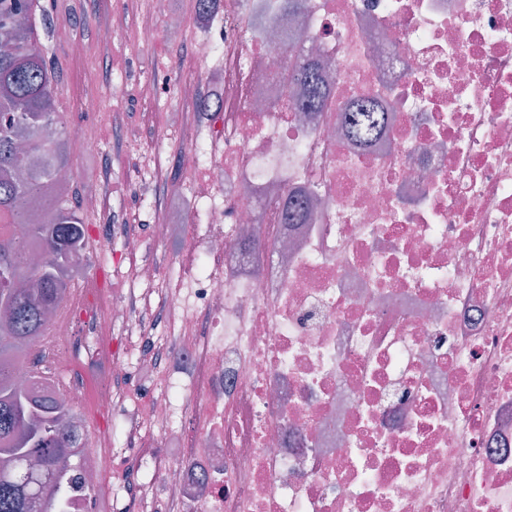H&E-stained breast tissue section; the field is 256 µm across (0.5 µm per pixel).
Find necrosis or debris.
I'll use <instances>...</instances> for the list:
<instances>
[{"label": "necrosis or debris", "instance_id": "necrosis-or-debris-1", "mask_svg": "<svg viewBox=\"0 0 512 512\" xmlns=\"http://www.w3.org/2000/svg\"><path fill=\"white\" fill-rule=\"evenodd\" d=\"M195 44L224 98L180 156L190 224L173 292L182 382L153 412L168 462L137 499L181 512H512V0H222ZM327 95L303 110L290 61ZM363 96L391 117L347 136ZM309 208L288 223V203ZM130 313L100 282L66 295L40 349L84 426L121 366L80 358ZM203 402L189 408L184 393ZM68 512H104L109 449L80 447Z\"/></svg>", "mask_w": 512, "mask_h": 512}]
</instances>
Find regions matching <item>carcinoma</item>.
Segmentation results:
<instances>
[{"mask_svg":"<svg viewBox=\"0 0 512 512\" xmlns=\"http://www.w3.org/2000/svg\"><path fill=\"white\" fill-rule=\"evenodd\" d=\"M219 0H196V23L206 26ZM45 20L41 0H0V512H64L68 471L77 436L70 409L38 394L43 376L15 380L28 347L44 335L47 312L71 288L70 272L92 249L79 204L55 188L68 170L70 140L59 119L55 69L38 44ZM308 88L305 108L322 99V77L306 59L294 60ZM213 93L198 111L218 112ZM387 122L371 98L345 112L347 133L370 146ZM45 482L58 486L53 502L41 498Z\"/></svg>","mask_w":512,"mask_h":512,"instance_id":"1","label":"carcinoma"}]
</instances>
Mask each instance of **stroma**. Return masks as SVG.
Listing matches in <instances>:
<instances>
[{
  "mask_svg": "<svg viewBox=\"0 0 512 512\" xmlns=\"http://www.w3.org/2000/svg\"><path fill=\"white\" fill-rule=\"evenodd\" d=\"M44 4L48 26L40 30L39 39L59 74L60 119L70 133L97 142L94 152L71 158L70 175L80 179L89 168L102 173L96 187L101 208L84 212L83 217L89 233L101 229L111 235L112 255L102 259L88 254L86 270L108 273L117 296L132 311L127 324L112 328V347L122 365L112 390V413L83 429L86 443L100 441L111 449L114 463L105 482L113 491L112 512H127L136 490L141 444L159 432L151 407L165 382L160 374H139L137 359L150 353L166 363L181 353L175 318L166 312L169 288L180 278V255L203 230L193 224L187 236L158 240L164 199L155 189L179 181L175 156L206 136L207 115L197 112L195 101L178 97V85L192 80L205 94L210 86L192 42L170 39L165 29L167 16L175 12L183 15L187 29H194V0H44ZM105 27L112 31L107 42L99 38ZM148 79L158 82L160 94L145 101L137 87ZM117 82L128 89L120 98L112 94ZM89 93L111 113V127L100 128L84 112L83 99ZM129 232L139 234L142 241L132 261L120 257L122 237ZM143 264L156 266L161 281L136 280L132 268Z\"/></svg>",
  "mask_w": 512,
  "mask_h": 512,
  "instance_id": "35a3bbf8",
  "label": "stroma"
}]
</instances>
